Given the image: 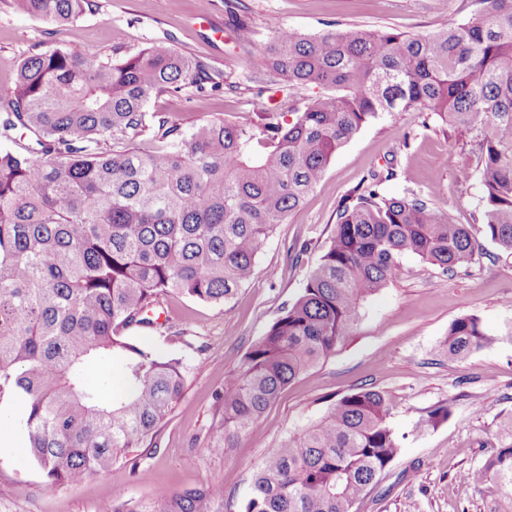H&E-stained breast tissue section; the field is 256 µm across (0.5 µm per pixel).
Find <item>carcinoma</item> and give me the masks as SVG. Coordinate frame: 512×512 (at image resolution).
I'll list each match as a JSON object with an SVG mask.
<instances>
[{
	"mask_svg": "<svg viewBox=\"0 0 512 512\" xmlns=\"http://www.w3.org/2000/svg\"><path fill=\"white\" fill-rule=\"evenodd\" d=\"M463 19L429 34L343 27L306 34L275 20L251 60L257 83L284 81L294 118L256 113L249 125L203 123L188 133L149 100L211 80L164 43L119 59L57 48L26 57L0 112V139L22 130V152L0 150V401L20 398L43 488L105 474L153 439L179 400L182 358L120 335L152 324L169 296L224 304L255 274L279 224L321 181L336 153L385 112L414 108L480 132L484 234L512 254V0H472ZM63 28L91 0H9ZM162 146L143 152L138 143ZM372 172L342 203L334 236L298 299L224 379L212 449L249 433L295 378L332 353L361 301L384 287L400 256L448 271L479 244L414 192L395 198ZM494 338L474 314L443 342L458 361ZM118 362L121 396L101 403L85 369ZM401 448L383 394L363 389L283 438L225 512H352ZM494 488L486 512H512V420L501 446L470 472ZM224 489L162 487L148 512H211Z\"/></svg>",
	"mask_w": 512,
	"mask_h": 512,
	"instance_id": "1",
	"label": "carcinoma"
}]
</instances>
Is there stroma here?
I'll list each match as a JSON object with an SVG mask.
<instances>
[{"label": "stroma", "mask_w": 512, "mask_h": 512, "mask_svg": "<svg viewBox=\"0 0 512 512\" xmlns=\"http://www.w3.org/2000/svg\"><path fill=\"white\" fill-rule=\"evenodd\" d=\"M222 36L201 29L198 0H94L64 31L14 13L0 0V98L20 62L33 52L64 48L115 59L164 42L223 72L232 65L247 78L248 52L233 38L231 16L246 8L254 49L270 40L268 19L307 34L332 27H395L427 34L460 21L466 0H207ZM282 92L213 88L153 98L148 109L174 118L183 131L215 120L252 123L274 108ZM399 178L383 193L414 190L454 223L468 225L479 243L474 263L448 272L414 255L398 261L393 279L360 305L347 337L316 367L293 380L276 403L225 453L211 449L219 417L217 397L227 374L302 292L336 227L337 210L370 173L387 166ZM480 155L472 136L440 117L414 110L386 112L363 127L333 158L324 177L278 225L258 257L252 280L222 305L167 298L159 326L131 330L154 351L182 357L185 387L152 445L130 449L108 473L42 489L43 476L26 452L19 406L0 402V512H100L113 502L142 506L155 490L222 487L242 503L252 473L281 439L311 426L330 403L360 389L381 392L402 451L352 512H483L491 487H476L468 473L500 446V428L512 419V255L485 237ZM477 315L493 343L452 362L440 349L451 323ZM451 406L448 419L427 425L431 411Z\"/></svg>", "instance_id": "35a3bbf8"}]
</instances>
